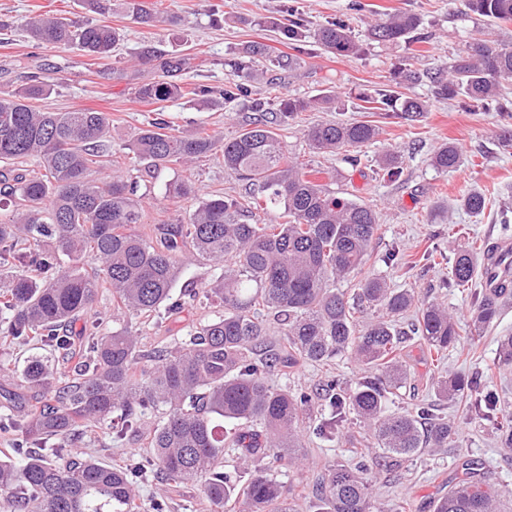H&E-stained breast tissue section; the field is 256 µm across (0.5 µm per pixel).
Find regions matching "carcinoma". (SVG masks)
<instances>
[{
	"label": "carcinoma",
	"instance_id": "1",
	"mask_svg": "<svg viewBox=\"0 0 512 512\" xmlns=\"http://www.w3.org/2000/svg\"><path fill=\"white\" fill-rule=\"evenodd\" d=\"M127 14L146 27L168 22L146 0H124ZM470 11L494 24L512 22V0H467ZM418 19L394 14L370 26L369 37L397 43L415 30ZM29 38L45 47H76L106 58L121 41L114 27L94 20L72 25L38 15L21 22ZM305 36L296 19L283 29V43L297 48ZM314 38L339 53L359 51L347 19L314 30ZM512 78V46L475 38L450 65L435 74L441 95L465 110L496 112L502 139L512 140V105L499 97V84ZM54 79L33 80L0 95V209L12 219L0 223V336L48 348L24 360L17 384L0 388L8 404L26 411L0 416V434L12 447L0 453V507L8 512H140L137 484L155 476L166 484L197 482L202 497L216 508L239 512H297L295 485L282 474L299 467L295 449L303 447V424L318 421L328 441L343 435L353 416L363 424L364 448L353 466L329 465L312 485L313 512H383L370 496L366 451L379 448L394 466L429 448H448L456 427L421 406L413 414L387 412L386 405L408 379L401 353L412 336L441 361L459 341V327L446 306L418 300L392 288L387 275L366 269L378 236L376 212L344 202L288 152L277 133L298 113L331 101L288 100L274 116L257 118L234 138L206 128L175 133L157 117L139 131L126 150L145 173L161 165H186L223 143L224 167L257 187V201L282 210L281 224H250L236 200L219 194L203 199L185 223L166 224L144 238L138 181L119 172L107 135L106 112H54L33 102L47 99ZM205 88L188 90L168 79L138 85L140 99L158 103L191 95L198 106L210 103ZM367 102L385 112L400 110L416 118L426 102L394 89L375 91ZM379 135L365 121L326 123L304 132L318 150L361 148ZM35 160L38 168H28ZM461 164L456 146L444 144L431 157L441 172ZM194 193L189 181L166 186L172 200ZM461 205L482 214L487 196L478 190ZM488 243L474 241L448 259L433 250L427 258L448 260L449 287H466L485 276ZM201 257L220 270L200 291L174 293L181 273ZM98 266L87 268L88 260ZM358 279L357 293L337 284ZM112 289L116 310L147 321L187 305H205L213 317L186 335L150 350L127 328L100 332V319L87 321L81 337L69 333L94 313L101 289ZM512 303V282L475 293L471 336H482ZM415 310L408 329L396 318ZM280 326L281 341H270L268 322ZM351 358L364 369L346 388L327 376L319 388L294 391L275 387L268 377L301 363L330 365ZM74 363L72 378L58 379V362ZM498 365L512 368V336L500 340ZM491 376L455 375L432 379L440 400H467L478 417L501 415L497 441L512 451V413L501 409ZM148 457H133L118 468L73 449L106 430L116 438L136 435L146 419ZM235 455L237 471L224 470V456ZM434 512H503L502 491L479 470L437 499Z\"/></svg>",
	"mask_w": 512,
	"mask_h": 512
}]
</instances>
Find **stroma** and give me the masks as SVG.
<instances>
[{"mask_svg": "<svg viewBox=\"0 0 512 512\" xmlns=\"http://www.w3.org/2000/svg\"><path fill=\"white\" fill-rule=\"evenodd\" d=\"M162 12L171 15V26L153 29L137 24L120 4H113L102 19L125 35L111 57L97 60L81 50L51 49L37 45L23 33L22 18L51 14L74 22L86 20L78 0H0V94H7L33 78L53 77L58 84L44 105L56 112L86 108L112 115L110 140L113 150L128 144L157 113H164L173 128L185 131L199 126L221 132L225 138L237 136L256 113L250 100L225 101L222 91L232 78L229 60L245 58L256 75L248 87L257 96L277 107L288 98L315 99L333 96L326 109L299 114L279 133L288 150L308 168L318 170L320 183L337 197L372 205L380 224L373 243L374 257L398 250L414 262L409 274H390L392 287L406 288L417 297L439 298L453 313L463 335L443 364H435L417 341L407 342L403 358L410 370L406 387L388 405L397 413L411 404H428L434 399L430 388L438 371L470 374L493 366L498 339L512 336V305L479 342H472L466 330L472 311L468 289L447 287V265H424L423 254L447 249L449 241L467 243L472 239L512 241V223L501 224L502 209L512 210V141L497 136V117L492 112H464L456 101L437 93L430 72L448 67L465 44L474 38L494 43H512V23L488 24L469 12L465 0H363L364 11L350 10L351 0H156ZM400 13L415 15L419 27L397 44L367 41L370 24ZM301 18L308 31L292 69L277 65L287 54L281 45L278 27L290 15ZM351 16V29L362 41L360 53L341 55L324 49L312 36L321 25ZM157 50V57L142 60L145 49ZM181 59L183 69L171 78L185 87L213 91L214 102L202 109L190 98L147 103L135 94L142 79L163 73L162 59ZM417 72L416 80H406L404 70ZM427 100L429 110L410 119L403 112L385 113L371 108L365 97L383 87ZM366 121L381 133L376 141L362 147L357 162L341 153H319L306 141L305 127L331 121ZM457 146L462 164L453 171L440 172L429 164L431 154L442 144ZM399 157L398 175H390L379 165L380 156ZM176 178L189 180L195 193L173 203L166 199L167 183ZM485 191L490 204L483 215L465 210L460 200L468 191ZM251 187L224 167L220 152L188 166L173 165L139 183L143 195L144 218L140 233L153 235L157 225L185 218L208 195L220 193L248 209ZM97 314L106 329L130 328L140 333L146 346L153 347L182 336L200 322L207 321L209 309L197 306L170 315L160 326L144 325L140 319L117 313L110 294H103ZM334 373L344 384L358 381L361 371L350 360L331 367L303 364L289 374L272 373L270 381L294 389L314 388L325 373ZM443 414L458 429L454 447L424 454L388 466L381 454H373V494L375 501L392 512L408 503L411 512H433L435 500L462 476L464 464H472L494 483L508 490L502 507L512 512V451L499 446L494 422L467 415L461 402L444 405ZM354 448L347 442L327 441L314 431L305 433L307 464L295 483L313 484L331 463H349Z\"/></svg>", "mask_w": 512, "mask_h": 512, "instance_id": "obj_1", "label": "stroma"}]
</instances>
